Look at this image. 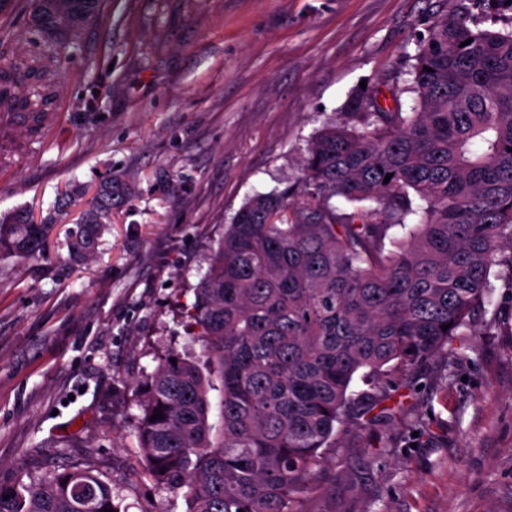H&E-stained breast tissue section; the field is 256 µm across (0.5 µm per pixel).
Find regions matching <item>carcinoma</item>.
<instances>
[{
	"instance_id": "carcinoma-1",
	"label": "carcinoma",
	"mask_w": 512,
	"mask_h": 512,
	"mask_svg": "<svg viewBox=\"0 0 512 512\" xmlns=\"http://www.w3.org/2000/svg\"><path fill=\"white\" fill-rule=\"evenodd\" d=\"M32 3L49 54L0 65V108L41 115L52 85L33 100L18 77L60 70L80 28L62 26L67 13L48 0ZM412 59L409 110L351 95L344 120L309 141L298 192L240 207L185 309L205 360L172 350L147 379L140 455L152 479L187 488L189 512H297L354 405V378L385 397L394 369L439 356L490 299L500 246L512 243V28L478 29L462 6L432 23ZM116 193L112 179L99 183L70 231L71 257L92 258ZM412 193L424 206L413 208ZM338 202H373L381 220L358 224L362 211L340 213ZM393 227L405 236L387 239ZM52 228L1 220L0 256L40 253ZM105 507L118 510L90 470L0 484V512Z\"/></svg>"
}]
</instances>
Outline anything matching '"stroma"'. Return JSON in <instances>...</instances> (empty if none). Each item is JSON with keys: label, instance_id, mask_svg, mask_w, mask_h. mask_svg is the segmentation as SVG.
<instances>
[{"label": "stroma", "instance_id": "stroma-1", "mask_svg": "<svg viewBox=\"0 0 512 512\" xmlns=\"http://www.w3.org/2000/svg\"><path fill=\"white\" fill-rule=\"evenodd\" d=\"M0 10V60L37 57L28 0ZM459 0H98L53 74L55 119L7 132L0 218L41 220L71 184L132 191L92 259L77 219L36 257H0V483L91 468L120 512H187L150 478L141 383L169 350L201 355L181 312L247 198L291 186L308 141L359 90L392 106L409 57ZM24 33L16 41V33ZM442 354L336 426L301 512H512V270Z\"/></svg>", "mask_w": 512, "mask_h": 512}]
</instances>
